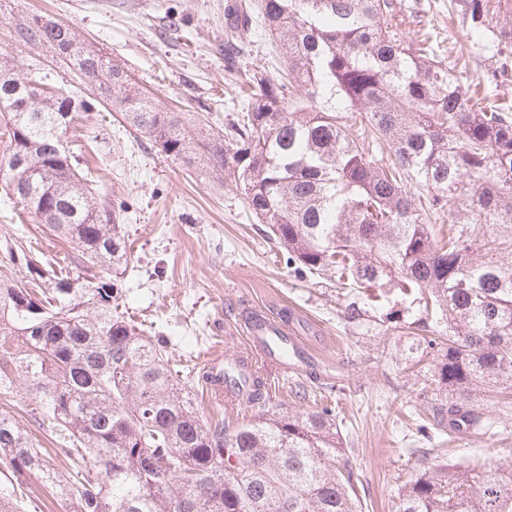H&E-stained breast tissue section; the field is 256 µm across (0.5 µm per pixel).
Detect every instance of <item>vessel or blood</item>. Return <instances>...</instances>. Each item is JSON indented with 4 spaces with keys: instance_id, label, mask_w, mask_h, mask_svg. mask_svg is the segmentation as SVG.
I'll return each mask as SVG.
<instances>
[{
    "instance_id": "obj_1",
    "label": "vessel or blood",
    "mask_w": 512,
    "mask_h": 512,
    "mask_svg": "<svg viewBox=\"0 0 512 512\" xmlns=\"http://www.w3.org/2000/svg\"><path fill=\"white\" fill-rule=\"evenodd\" d=\"M245 332L250 340L248 350L234 354H213L209 360L207 386L211 393L221 396L225 404L245 405L243 386L230 383L224 379V368L234 365L247 375L257 373L258 361L277 362L284 373L297 374L305 372L310 361V353L297 342L295 325L290 321H247Z\"/></svg>"
}]
</instances>
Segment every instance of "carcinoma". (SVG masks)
Returning <instances> with one entry per match:
<instances>
[{"mask_svg":"<svg viewBox=\"0 0 512 512\" xmlns=\"http://www.w3.org/2000/svg\"><path fill=\"white\" fill-rule=\"evenodd\" d=\"M489 0H455L454 20L496 67L471 85L437 37L404 39L393 0H261L280 75L245 79L243 119L185 125L142 92L120 59L59 21L11 31L90 87L79 97L0 64V194L19 220L74 244L54 262L20 238L0 249V393L25 385L72 470L56 471L27 430L0 415V461L38 472L72 512H362L361 484L333 409H265L233 429L201 416L164 348L118 311L127 241L119 214L84 184L66 134L119 113L186 168L230 181L258 223L306 272L361 290L418 293L445 313L433 331L437 385L474 401L512 390V105L487 94L512 74V32ZM251 14L224 12L226 51ZM446 219L448 239L431 223ZM11 481L0 512H20ZM399 512H512V466L442 462L398 488Z\"/></svg>","mask_w":512,"mask_h":512,"instance_id":"cac0c4a2","label":"carcinoma"}]
</instances>
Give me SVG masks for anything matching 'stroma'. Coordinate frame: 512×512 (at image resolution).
Listing matches in <instances>:
<instances>
[{"instance_id": "obj_1", "label": "stroma", "mask_w": 512, "mask_h": 512, "mask_svg": "<svg viewBox=\"0 0 512 512\" xmlns=\"http://www.w3.org/2000/svg\"><path fill=\"white\" fill-rule=\"evenodd\" d=\"M227 0H0V60L20 75L51 68L52 56L20 48L10 36L15 21L40 15L70 25L82 39L120 59L132 78L162 110L175 107L213 125L241 118L236 82L255 67L276 71V46L253 25L234 66L224 62ZM406 38L437 34L451 49L459 33L449 23L451 0H397ZM83 159L98 177L103 200L121 208L131 244L122 280L120 311L142 324L150 339L168 344L175 368L197 378L195 397L208 421L235 427L247 406L217 402L204 382L214 352H236L248 343L244 323L253 316L302 321L296 336L318 359L299 376H284L277 363L261 366L270 410L307 412L322 403L335 410L336 424L354 455L363 512H398L397 489L420 466L426 447L476 470L512 465V391L482 389L474 408L493 424L494 435L440 434L427 439L419 425H433V412L456 403L432 377V352L409 322L442 324L440 311L414 296L392 291L365 304L366 313L344 317L348 297L326 279L288 261L266 237L233 185L185 171L151 141L134 138L109 116L75 133ZM394 313L387 321L386 313ZM24 386L0 398V413L32 432L44 450L54 445L33 415ZM24 512H67L39 473L15 481Z\"/></svg>"}]
</instances>
